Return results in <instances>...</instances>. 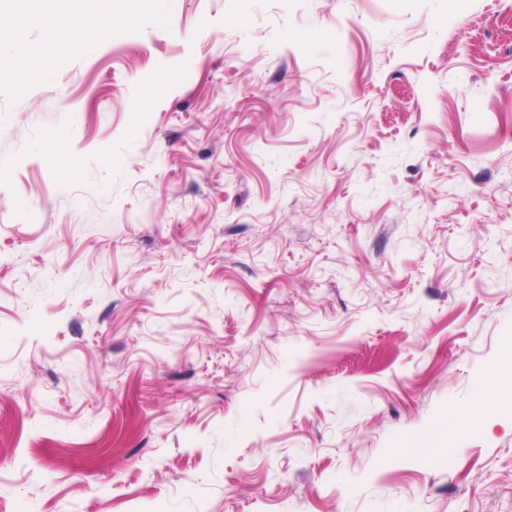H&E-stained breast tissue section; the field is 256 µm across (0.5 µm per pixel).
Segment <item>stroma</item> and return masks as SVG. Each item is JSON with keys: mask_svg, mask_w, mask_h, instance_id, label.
Masks as SVG:
<instances>
[{"mask_svg": "<svg viewBox=\"0 0 512 512\" xmlns=\"http://www.w3.org/2000/svg\"><path fill=\"white\" fill-rule=\"evenodd\" d=\"M112 13L0 81V512H512V0Z\"/></svg>", "mask_w": 512, "mask_h": 512, "instance_id": "35a3bbf8", "label": "stroma"}]
</instances>
